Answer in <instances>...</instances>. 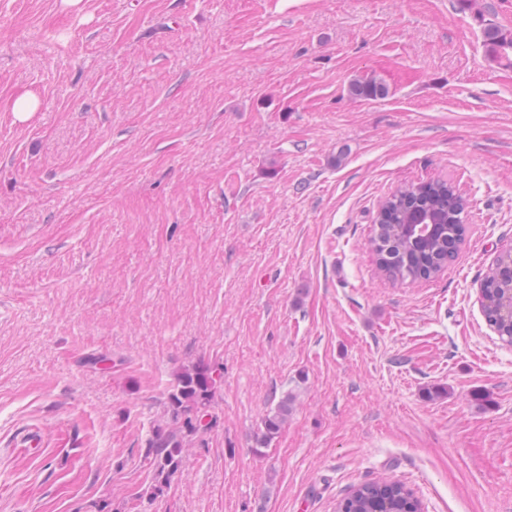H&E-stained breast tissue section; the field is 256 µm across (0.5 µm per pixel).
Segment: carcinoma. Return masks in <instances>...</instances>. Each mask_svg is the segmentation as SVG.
I'll return each instance as SVG.
<instances>
[{
	"instance_id": "carcinoma-1",
	"label": "carcinoma",
	"mask_w": 512,
	"mask_h": 512,
	"mask_svg": "<svg viewBox=\"0 0 512 512\" xmlns=\"http://www.w3.org/2000/svg\"><path fill=\"white\" fill-rule=\"evenodd\" d=\"M484 41L493 56L512 50V32L499 27L484 29ZM349 94L374 100L388 95L385 84L368 79L350 85ZM467 203L447 180L404 186L381 204L372 238L379 271L395 283L430 279L441 272L458 253L465 233ZM512 262L504 255L483 279L487 304L484 314L501 338L512 340V321L500 312L502 291L511 288L502 268ZM221 368L199 361L177 374L167 393V410L173 426L157 428L149 440L147 455L155 470L154 493L159 494L179 472L184 449L193 438L210 430L217 421L211 413ZM288 417V397L262 420V442L272 439ZM418 507L413 494L400 483L371 481L338 503L340 512H409Z\"/></svg>"
}]
</instances>
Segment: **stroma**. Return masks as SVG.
<instances>
[{
  "instance_id": "35a3bbf8",
  "label": "stroma",
  "mask_w": 512,
  "mask_h": 512,
  "mask_svg": "<svg viewBox=\"0 0 512 512\" xmlns=\"http://www.w3.org/2000/svg\"><path fill=\"white\" fill-rule=\"evenodd\" d=\"M491 3L0 0V512H336L379 479L512 512V346L478 301L512 249ZM370 77L388 96L351 97ZM438 178L456 258L380 276L379 205ZM200 360L217 424L157 494L147 442ZM38 109V99L29 92L19 93L12 103V112L20 122L28 121ZM288 394L278 402L276 408L270 411L262 420V442L267 443L276 435L288 417Z\"/></svg>"
}]
</instances>
